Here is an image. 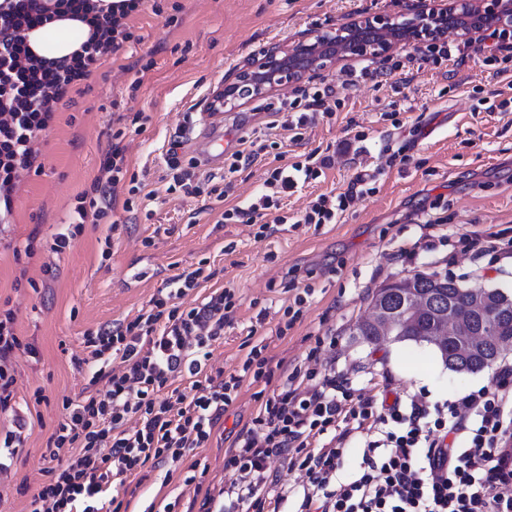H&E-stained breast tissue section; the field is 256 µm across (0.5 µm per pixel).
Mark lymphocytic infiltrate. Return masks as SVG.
Returning a JSON list of instances; mask_svg holds the SVG:
<instances>
[{
  "instance_id": "lymphocytic-infiltrate-1",
  "label": "lymphocytic infiltrate",
  "mask_w": 512,
  "mask_h": 512,
  "mask_svg": "<svg viewBox=\"0 0 512 512\" xmlns=\"http://www.w3.org/2000/svg\"><path fill=\"white\" fill-rule=\"evenodd\" d=\"M142 0H117L92 14L98 32L72 60L33 57L28 30L52 18L53 8L90 12V0H0V224L10 223L23 171L42 173L39 137L52 125L60 103L87 80L104 58L118 54L136 35L128 18ZM330 157L315 164L274 167L254 202L224 211L223 220L258 224L266 238L272 209L299 185L319 178ZM127 174L125 148L113 143L89 190L78 196L72 229L58 233L54 251L65 249L84 225L103 224L112 213L111 190ZM370 175H357L339 195L322 194L299 221L330 224L361 195ZM204 267L167 280L149 307L126 323L88 333L85 360L99 389L82 402L64 400L65 420L51 434L43 473L30 512H123L111 485H124L145 467L177 462L207 447L243 378L270 380L265 344L254 345L237 373L205 371L212 343L236 306L235 290L212 292L189 308L179 301L208 280ZM23 342L13 311L0 315V415L14 427L0 436V472L9 471L24 446L27 427L15 409L12 356ZM186 378L192 396H165L170 381ZM334 375L294 368L279 391L261 404L239 433L225 467L246 478L224 512H272L291 490L269 467L280 460L303 476L297 512H512V368H503L478 391L429 404L423 394L367 397L348 406ZM378 429L366 442L359 470L339 474L355 430ZM68 458H61V451ZM274 489L268 499L266 489Z\"/></svg>"
}]
</instances>
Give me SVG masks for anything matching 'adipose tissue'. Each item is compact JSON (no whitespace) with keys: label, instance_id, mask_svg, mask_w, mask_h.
Wrapping results in <instances>:
<instances>
[{"label":"adipose tissue","instance_id":"ef3b65f1","mask_svg":"<svg viewBox=\"0 0 512 512\" xmlns=\"http://www.w3.org/2000/svg\"><path fill=\"white\" fill-rule=\"evenodd\" d=\"M92 33L89 18L66 12L45 25L27 31L26 39L30 51L37 58L69 60L81 52Z\"/></svg>","mask_w":512,"mask_h":512}]
</instances>
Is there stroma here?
Segmentation results:
<instances>
[{
  "instance_id": "obj_1",
  "label": "stroma",
  "mask_w": 512,
  "mask_h": 512,
  "mask_svg": "<svg viewBox=\"0 0 512 512\" xmlns=\"http://www.w3.org/2000/svg\"><path fill=\"white\" fill-rule=\"evenodd\" d=\"M412 0H161L129 23L139 39L104 62L78 85L43 136L44 171L21 175L14 222L0 232V306L15 313V327L37 352H17L13 368L18 412L29 421L25 447L8 473L0 475V512H26L29 498L20 484L36 489L43 481L42 456L61 419V401H79L95 392L85 356L84 336L115 320L135 318L171 276L206 261L211 277L192 292L203 299L234 287L238 306L224 337L211 346L209 372L238 370L257 340L277 365L269 383L243 380L238 397L216 426L207 447L172 464L170 475L154 471L119 487L127 512H198L204 496L220 512L225 493L240 480L224 457L239 431L248 427L263 398L278 389L283 369L314 363L317 370L346 380L351 399L390 388L425 393L429 403L453 401L489 384L488 372L455 373L432 348L411 341L373 345L356 333L368 315L371 297L386 282L418 273L448 274L463 287L482 285L512 294V112H489L493 94L512 98V60L506 67L470 53L464 64L433 62L415 48L387 56L338 63L302 85L288 86L224 110V150L232 152L253 133L269 131L272 147L250 166L225 177L224 163L199 155L182 129L197 125L206 100L224 81L275 43L340 27L377 14L406 12ZM178 21L167 24L168 16ZM370 65L377 77L345 83L349 67ZM137 91H130L133 80ZM333 89L340 107L317 118L302 141L274 126L273 106L298 97L302 89ZM143 113L142 130L127 134L129 182L115 191L112 218L85 225L69 248L50 246L89 189L112 143L118 118ZM360 138L357 153L339 156L337 144ZM181 139V167L208 182L212 193L194 197L174 179L166 158ZM332 156L320 178L286 198L289 215L304 211L319 194L344 192L361 172L373 174L372 189L356 197L332 224L294 228L279 225L265 240L254 227L222 223L229 208L247 207L261 190L265 172L304 154ZM229 196H218L225 181ZM136 223H128L125 200ZM440 226L428 229V218ZM33 239L31 257L15 258L12 243ZM142 278H135V271ZM295 272L297 289L314 293L299 318L285 310L294 291L285 275ZM264 323H257L259 311ZM47 397L35 404V392ZM205 471L202 486L185 484L193 468Z\"/></svg>"
}]
</instances>
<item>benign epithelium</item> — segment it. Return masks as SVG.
<instances>
[{"mask_svg":"<svg viewBox=\"0 0 512 512\" xmlns=\"http://www.w3.org/2000/svg\"><path fill=\"white\" fill-rule=\"evenodd\" d=\"M490 29L512 30V0H446L442 7L417 0L416 6L397 16L366 17L334 32H319L306 41L263 51L262 57L240 70L233 81L224 83L223 90L214 95V102L225 107L241 106L311 78L348 57L382 56L399 45L435 44L450 33L469 41L471 33ZM496 294L497 290L482 286L475 302L440 314L430 345L440 350L447 345L448 337L455 336L468 339L475 349L492 347L495 360L485 370L495 373L498 359L512 348V341L500 340L496 333L476 327L474 319ZM428 308V298L415 291L413 279L384 284L369 315L377 327V341H400L402 324L418 318Z\"/></svg>","mask_w":512,"mask_h":512,"instance_id":"obj_1","label":"benign epithelium"}]
</instances>
